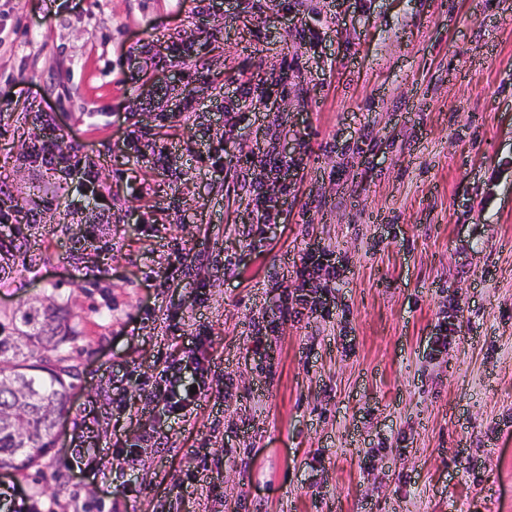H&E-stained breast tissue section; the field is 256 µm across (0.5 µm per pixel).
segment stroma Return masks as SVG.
Segmentation results:
<instances>
[{
  "label": "stroma",
  "mask_w": 512,
  "mask_h": 512,
  "mask_svg": "<svg viewBox=\"0 0 512 512\" xmlns=\"http://www.w3.org/2000/svg\"><path fill=\"white\" fill-rule=\"evenodd\" d=\"M148 42L193 59L143 67ZM185 105L191 125H164ZM46 120L98 194L37 169ZM272 148L281 185L250 161ZM0 209V314L69 309L75 374L38 464L0 474V512H512V0H0ZM329 241L331 321L282 318L296 262ZM198 336L209 396L163 423L150 392Z\"/></svg>",
  "instance_id": "1"
}]
</instances>
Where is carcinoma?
<instances>
[{
    "mask_svg": "<svg viewBox=\"0 0 512 512\" xmlns=\"http://www.w3.org/2000/svg\"><path fill=\"white\" fill-rule=\"evenodd\" d=\"M70 312L64 308L29 307L0 321V469L33 466L50 444L55 419L69 404L74 377L69 367L33 362V349L55 351Z\"/></svg>",
    "mask_w": 512,
    "mask_h": 512,
    "instance_id": "cac0c4a2",
    "label": "carcinoma"
}]
</instances>
